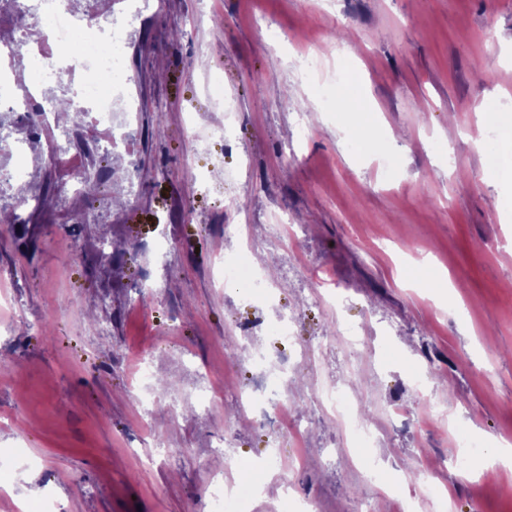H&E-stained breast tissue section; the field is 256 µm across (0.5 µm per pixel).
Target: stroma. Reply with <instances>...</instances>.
Wrapping results in <instances>:
<instances>
[{
	"label": "stroma",
	"mask_w": 512,
	"mask_h": 512,
	"mask_svg": "<svg viewBox=\"0 0 512 512\" xmlns=\"http://www.w3.org/2000/svg\"><path fill=\"white\" fill-rule=\"evenodd\" d=\"M337 43L346 79L326 94L293 57ZM125 51L136 110L114 152L61 153L54 131L15 126L33 137L21 179L46 199L0 194V454L36 465L12 468L0 512L47 495L58 512H213L210 478L232 459L272 475L243 512H436L430 487L447 512H512V467L485 461L512 440V164L485 163L512 98V0H153ZM383 151L400 157L388 176ZM80 168L106 177L66 198ZM279 215L292 236L267 244ZM228 224L255 241L273 303L217 286L239 246ZM252 347L284 371L287 420L240 412ZM141 360L175 405L142 411ZM328 380L378 427L399 495L321 414ZM204 382L223 389L206 411Z\"/></svg>",
	"instance_id": "35a3bbf8"
}]
</instances>
